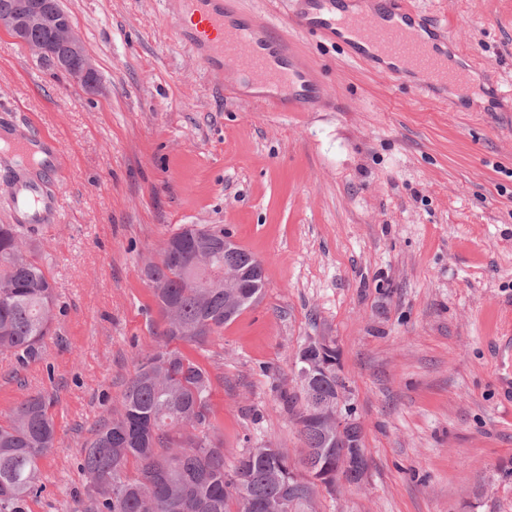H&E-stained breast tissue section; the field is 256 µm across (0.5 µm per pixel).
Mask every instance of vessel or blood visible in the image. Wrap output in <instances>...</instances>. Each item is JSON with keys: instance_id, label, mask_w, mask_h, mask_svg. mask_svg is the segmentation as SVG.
<instances>
[{"instance_id": "b4317fda", "label": "vessel or blood", "mask_w": 512, "mask_h": 512, "mask_svg": "<svg viewBox=\"0 0 512 512\" xmlns=\"http://www.w3.org/2000/svg\"><path fill=\"white\" fill-rule=\"evenodd\" d=\"M169 8L204 68L224 75L226 97L249 96L271 112L335 109L318 70L288 37L242 11L240 0H171ZM285 24L397 80L424 74L417 87L425 97L469 96L465 72L448 65L447 27L414 0H291ZM12 210L28 223L56 220L53 201L32 183L17 186Z\"/></svg>"}]
</instances>
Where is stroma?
<instances>
[{
	"label": "stroma",
	"mask_w": 512,
	"mask_h": 512,
	"mask_svg": "<svg viewBox=\"0 0 512 512\" xmlns=\"http://www.w3.org/2000/svg\"><path fill=\"white\" fill-rule=\"evenodd\" d=\"M482 68L451 112L341 50L294 35L336 111L224 97L162 0H60L101 81L85 92L0 25V139L55 138L47 166L0 149L12 184L59 215L27 225L60 311L39 359L0 353V422L51 401L57 442L28 512H75L83 450L163 328L147 264L184 224L223 229L264 268L260 296L204 347L213 423L298 460L297 353L331 341L363 426L368 476L318 512H512V0H418Z\"/></svg>",
	"instance_id": "stroma-1"
}]
</instances>
